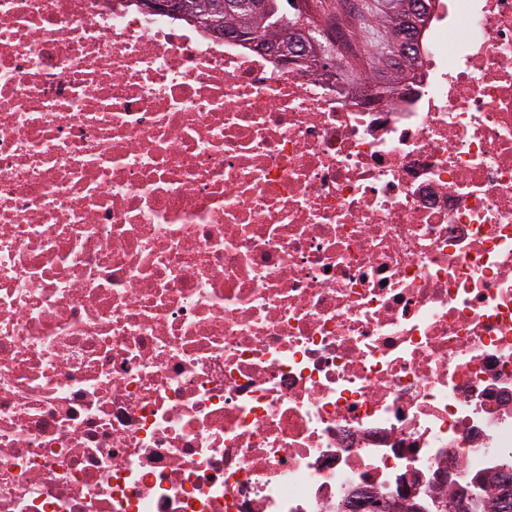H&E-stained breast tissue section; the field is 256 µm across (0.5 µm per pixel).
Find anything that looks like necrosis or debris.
I'll list each match as a JSON object with an SVG mask.
<instances>
[{
  "instance_id": "necrosis-or-debris-1",
  "label": "necrosis or debris",
  "mask_w": 512,
  "mask_h": 512,
  "mask_svg": "<svg viewBox=\"0 0 512 512\" xmlns=\"http://www.w3.org/2000/svg\"><path fill=\"white\" fill-rule=\"evenodd\" d=\"M417 48L376 99L137 0H0V512L495 499L512 0H431Z\"/></svg>"
}]
</instances>
